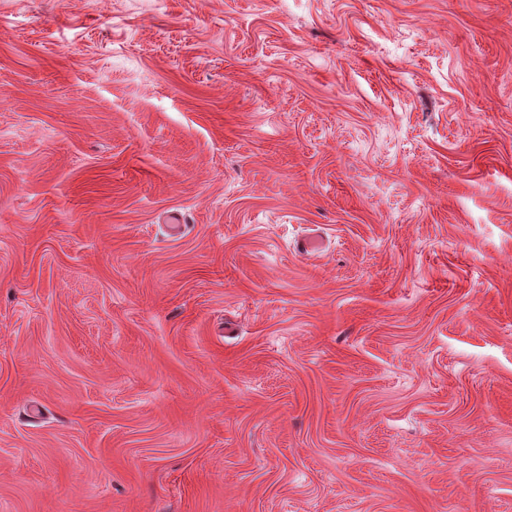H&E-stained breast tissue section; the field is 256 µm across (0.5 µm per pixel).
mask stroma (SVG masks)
<instances>
[{
  "mask_svg": "<svg viewBox=\"0 0 512 512\" xmlns=\"http://www.w3.org/2000/svg\"><path fill=\"white\" fill-rule=\"evenodd\" d=\"M0 512H512V0H0Z\"/></svg>",
  "mask_w": 512,
  "mask_h": 512,
  "instance_id": "stroma-1",
  "label": "stroma"
}]
</instances>
